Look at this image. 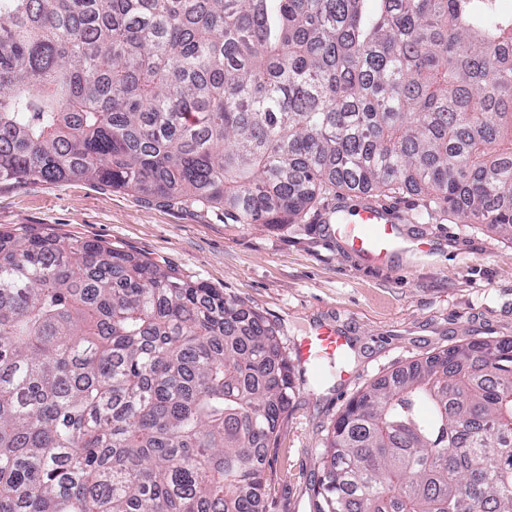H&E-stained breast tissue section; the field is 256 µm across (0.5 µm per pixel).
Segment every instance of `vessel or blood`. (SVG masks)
Segmentation results:
<instances>
[{
	"instance_id": "b4317fda",
	"label": "vessel or blood",
	"mask_w": 512,
	"mask_h": 512,
	"mask_svg": "<svg viewBox=\"0 0 512 512\" xmlns=\"http://www.w3.org/2000/svg\"><path fill=\"white\" fill-rule=\"evenodd\" d=\"M330 235L371 267L389 265L406 249L419 253L430 250L428 243L405 237L401 216L369 201L354 209L352 215L338 216ZM347 345L345 336L333 325L324 324L298 341L294 353L297 363L305 365L341 355Z\"/></svg>"
}]
</instances>
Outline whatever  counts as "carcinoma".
<instances>
[{
	"label": "carcinoma",
	"mask_w": 512,
	"mask_h": 512,
	"mask_svg": "<svg viewBox=\"0 0 512 512\" xmlns=\"http://www.w3.org/2000/svg\"><path fill=\"white\" fill-rule=\"evenodd\" d=\"M279 229L425 193L512 241V22L481 0H0V184ZM275 327L97 241L0 231V512H262ZM428 414L421 413V407ZM315 512H512V338L353 396Z\"/></svg>",
	"instance_id": "cac0c4a2"
}]
</instances>
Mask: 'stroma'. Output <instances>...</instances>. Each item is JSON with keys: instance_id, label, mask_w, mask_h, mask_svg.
<instances>
[{"instance_id": "stroma-1", "label": "stroma", "mask_w": 512, "mask_h": 512, "mask_svg": "<svg viewBox=\"0 0 512 512\" xmlns=\"http://www.w3.org/2000/svg\"><path fill=\"white\" fill-rule=\"evenodd\" d=\"M399 210L427 257L398 255L370 267L328 234L335 207L359 196L327 195L298 223L274 230L226 220L221 210L173 204L74 178L0 187V230L103 241L274 323L286 354L323 323L349 340L343 370L295 378V395L270 450L273 480L264 512H312V487L334 420L370 383L472 340L512 337V241L485 225L428 207L422 195H374Z\"/></svg>"}]
</instances>
